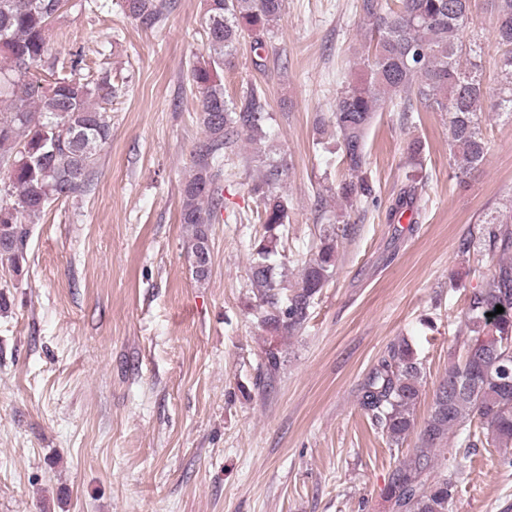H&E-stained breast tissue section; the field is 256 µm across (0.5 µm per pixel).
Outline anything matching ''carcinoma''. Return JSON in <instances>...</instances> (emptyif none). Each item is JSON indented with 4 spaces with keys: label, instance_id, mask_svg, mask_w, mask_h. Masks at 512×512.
I'll return each mask as SVG.
<instances>
[{
    "label": "carcinoma",
    "instance_id": "cac0c4a2",
    "mask_svg": "<svg viewBox=\"0 0 512 512\" xmlns=\"http://www.w3.org/2000/svg\"><path fill=\"white\" fill-rule=\"evenodd\" d=\"M474 0H360L359 10L373 41L363 60L364 77L336 93L329 122L343 160L357 180H345L338 194L349 206L377 204L373 185L362 176L367 166L365 138L374 115L389 102L414 100L448 115L449 147L456 177L464 179L483 161L481 112L487 94L481 65L461 63L467 53L462 33L469 27ZM498 67L504 76L496 89L497 107L512 117V0H492ZM64 0H0V170L9 173L11 194L0 198V265L19 269L28 245L27 225L53 202L90 190L112 125L101 104L119 88L104 71L81 77L80 51L56 61L58 73L45 86L29 80L48 53L52 23ZM123 12L151 30L164 19L163 0H122ZM285 9V0H208V60L192 68L202 94L204 138L192 152L191 173L182 184L179 222L186 228L184 248L198 258L192 275L209 278L210 236L224 209V162L241 138L270 135V113L257 93L231 105L218 74L240 39L264 48ZM263 167L250 187L258 201L254 221L262 233L250 241L247 288L269 333L293 336L306 323L315 298L336 272L338 239L348 222L338 214L325 219L298 280L288 284L276 257L288 237V203L279 189L288 177L282 162L258 157ZM417 184L400 189L389 215L400 218L417 208ZM478 237L463 239L459 251L474 245L498 257L494 272L471 292L464 320L471 336L448 365L420 444L391 471L385 497L393 512H449L457 489L456 457L437 463L436 451L451 434L462 448L512 447V198L479 220ZM504 312L496 313V306ZM423 362L405 339L392 344L363 383L360 407L389 446H399L415 428L414 408L421 396ZM466 377L478 380L470 391L456 390Z\"/></svg>",
    "mask_w": 512,
    "mask_h": 512
}]
</instances>
